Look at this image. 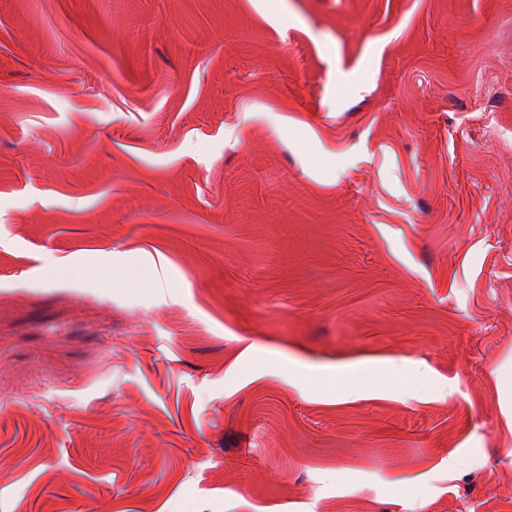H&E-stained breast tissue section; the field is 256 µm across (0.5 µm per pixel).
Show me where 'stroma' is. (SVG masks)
<instances>
[{"label": "stroma", "mask_w": 512, "mask_h": 512, "mask_svg": "<svg viewBox=\"0 0 512 512\" xmlns=\"http://www.w3.org/2000/svg\"><path fill=\"white\" fill-rule=\"evenodd\" d=\"M510 372L512 0H0V512H512Z\"/></svg>", "instance_id": "1"}]
</instances>
